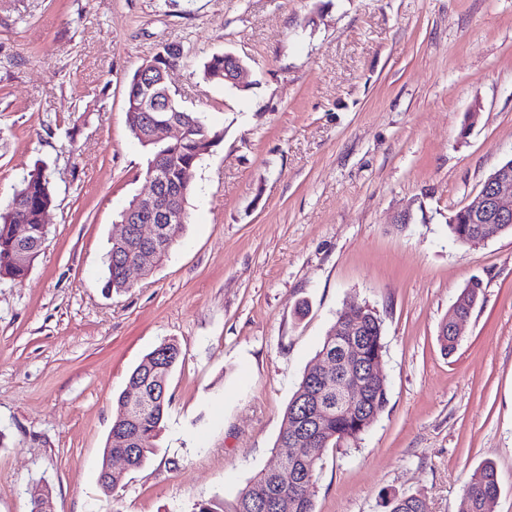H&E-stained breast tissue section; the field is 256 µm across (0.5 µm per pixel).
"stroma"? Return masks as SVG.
<instances>
[{"label": "stroma", "instance_id": "1", "mask_svg": "<svg viewBox=\"0 0 512 512\" xmlns=\"http://www.w3.org/2000/svg\"><path fill=\"white\" fill-rule=\"evenodd\" d=\"M172 94L222 130L191 171L169 257L103 289L118 215L147 192L126 84L166 43ZM230 51L248 91L204 79ZM512 159V0H0V200L43 161L49 232L0 279V512H194L276 466L284 412L343 306L383 321L387 403L324 453L315 512L415 495L457 512L494 463L512 512V234L456 244L448 218ZM411 220L394 228L401 210ZM482 292L457 350L441 322ZM173 340L156 451L98 483L128 377Z\"/></svg>", "mask_w": 512, "mask_h": 512}]
</instances>
